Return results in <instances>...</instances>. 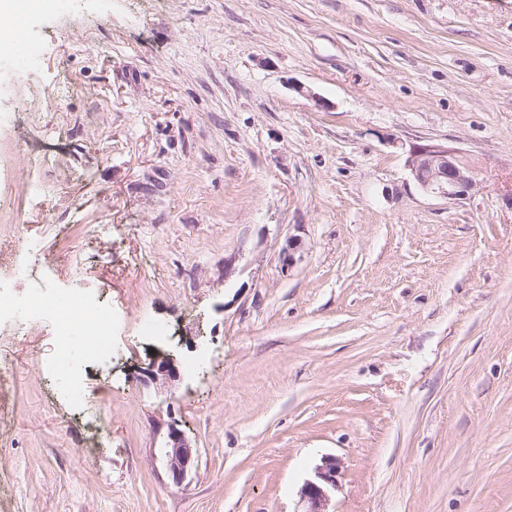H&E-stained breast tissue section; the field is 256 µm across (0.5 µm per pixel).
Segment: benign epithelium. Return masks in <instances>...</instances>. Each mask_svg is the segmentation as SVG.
Returning <instances> with one entry per match:
<instances>
[{
    "label": "benign epithelium",
    "instance_id": "obj_1",
    "mask_svg": "<svg viewBox=\"0 0 512 512\" xmlns=\"http://www.w3.org/2000/svg\"><path fill=\"white\" fill-rule=\"evenodd\" d=\"M408 168L415 182L426 192L457 200L476 190L478 182L459 152L441 145H420L410 152ZM178 375L174 359L168 357L145 369V377L154 383L171 384ZM196 449L176 426L168 427L167 440L161 458L172 481L181 484L195 463ZM340 473L339 462L328 457L315 468L314 478L301 490L310 505L307 512H326L325 505Z\"/></svg>",
    "mask_w": 512,
    "mask_h": 512
}]
</instances>
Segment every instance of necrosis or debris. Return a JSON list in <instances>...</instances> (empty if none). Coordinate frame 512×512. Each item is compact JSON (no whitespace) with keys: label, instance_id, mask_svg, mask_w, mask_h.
Returning <instances> with one entry per match:
<instances>
[{"label":"necrosis or debris","instance_id":"4bbe7bcc","mask_svg":"<svg viewBox=\"0 0 512 512\" xmlns=\"http://www.w3.org/2000/svg\"><path fill=\"white\" fill-rule=\"evenodd\" d=\"M36 243H26L8 276L0 277V327L16 330L47 320L54 336L51 370L67 384L70 404L83 405L85 396L78 382L83 366L108 360L112 355L114 319L112 311L89 289L71 288L66 293L44 288L18 294L30 262L39 255Z\"/></svg>","mask_w":512,"mask_h":512}]
</instances>
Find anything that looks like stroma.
Wrapping results in <instances>:
<instances>
[{
	"instance_id": "35a3bbf8",
	"label": "stroma",
	"mask_w": 512,
	"mask_h": 512,
	"mask_svg": "<svg viewBox=\"0 0 512 512\" xmlns=\"http://www.w3.org/2000/svg\"><path fill=\"white\" fill-rule=\"evenodd\" d=\"M110 4L20 10L39 69L0 66V275L38 241L28 290L122 320L89 424L50 324L0 330V512H303L326 457L330 512H512V0ZM408 168L426 192L457 200L476 190L478 182L459 152L441 145H420L410 152ZM144 376L148 381L162 384H171L174 382L178 375V369L174 363L173 358H166L158 363H152L144 371ZM196 449L186 439L183 432L170 425L167 432V440L161 449V458L168 473L175 484H181L195 463ZM340 465L336 458H324L315 468L314 478L308 480L302 487V498L310 505L304 512H328L325 505L329 500L332 489L336 488Z\"/></svg>"
}]
</instances>
